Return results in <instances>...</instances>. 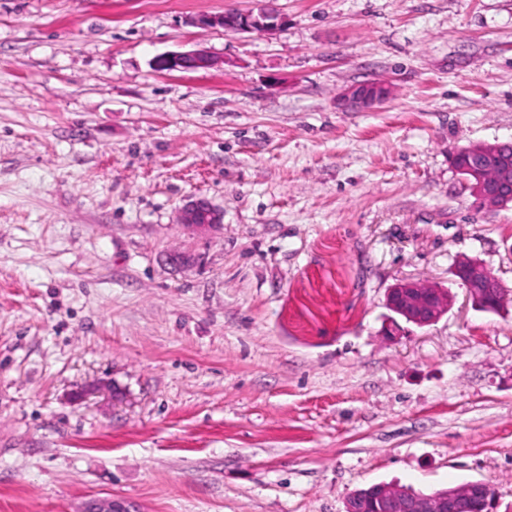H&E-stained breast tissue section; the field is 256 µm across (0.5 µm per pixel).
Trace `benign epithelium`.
Returning <instances> with one entry per match:
<instances>
[{
    "label": "benign epithelium",
    "instance_id": "7a95c632",
    "mask_svg": "<svg viewBox=\"0 0 512 512\" xmlns=\"http://www.w3.org/2000/svg\"><path fill=\"white\" fill-rule=\"evenodd\" d=\"M287 22L284 14L267 4L245 12L227 10L220 15H203L198 24L203 27H221L227 32L273 33ZM218 64L217 58L202 51L171 52L160 55L155 66L161 71L207 70ZM392 94L386 84H361L348 88L342 96L346 103L369 109L385 102ZM452 162L469 188L480 200L493 207L512 205V161L507 163L497 156V145L469 143L456 150ZM498 167V177L491 181L487 172ZM222 215L204 200L185 206L179 214V224L197 230L216 228ZM454 275L467 289L472 305L485 312L503 308L506 289L498 277L482 262L463 256L457 259ZM453 304V296L446 288L417 282H400L390 288L387 308L395 314L388 333L400 332L397 318L418 327L428 326L446 314ZM496 488L492 481L483 479L463 485L443 488L429 493L416 491L398 484H373L354 490L347 499L346 512H494ZM83 512H125L110 498H94L86 503Z\"/></svg>",
    "mask_w": 512,
    "mask_h": 512
}]
</instances>
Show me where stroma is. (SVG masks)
Instances as JSON below:
<instances>
[{
  "instance_id": "obj_1",
  "label": "stroma",
  "mask_w": 512,
  "mask_h": 512,
  "mask_svg": "<svg viewBox=\"0 0 512 512\" xmlns=\"http://www.w3.org/2000/svg\"><path fill=\"white\" fill-rule=\"evenodd\" d=\"M258 5L0 0V512H345L482 479L512 512V302L452 273L512 288V207L451 163L512 142V0L195 23ZM197 50L223 66H153ZM197 199L219 228L178 224ZM400 281L453 305L387 335ZM273 0L265 1L264 5L256 10L245 12L236 10L224 11L220 15H203L197 22L203 27H221L227 32H260L273 33L287 22L284 14L279 13L268 5ZM391 94V87L386 84L368 83L351 86L343 93L342 100L357 107L369 109L385 102ZM454 275L467 289L472 305L485 312H498L506 300V289L482 262L467 256L457 259Z\"/></svg>"
}]
</instances>
